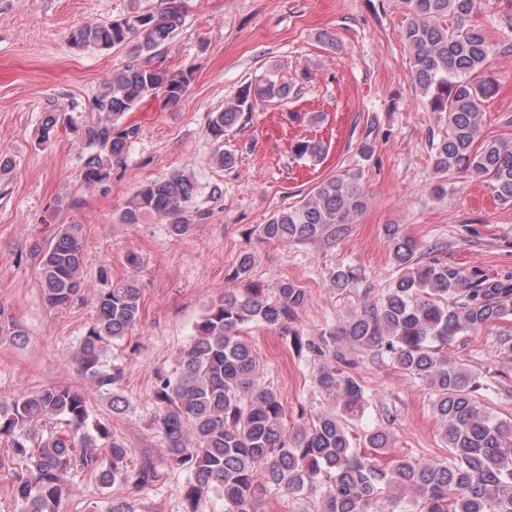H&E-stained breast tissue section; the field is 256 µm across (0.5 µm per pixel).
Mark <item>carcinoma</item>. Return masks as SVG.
Returning <instances> with one entry per match:
<instances>
[{"label": "carcinoma", "mask_w": 512, "mask_h": 512, "mask_svg": "<svg viewBox=\"0 0 512 512\" xmlns=\"http://www.w3.org/2000/svg\"><path fill=\"white\" fill-rule=\"evenodd\" d=\"M408 22L402 39L410 49L416 89L442 125L432 146L435 169L484 181L493 196L512 203V144L480 136L482 104L494 89L486 77L495 51L485 30L474 21L477 0H402ZM185 0H170L165 10H131L120 19L86 25L71 36L77 48L100 51L132 45L137 57L150 60L167 47L185 23ZM311 80L303 69L290 82L273 70L245 86L219 112L210 113L207 135L214 145L211 161L224 168L236 163L224 149V136L246 112L263 102L283 103L295 87ZM194 81L192 70H171L130 63L113 73L93 99L95 117L86 120L58 106L46 113L39 142L50 141L59 125L86 142L80 180L89 187L112 180L113 165L123 159L141 126L126 114L149 98L178 102ZM299 160L324 155L321 143L300 139L290 145ZM363 170H342L320 180L297 204L273 214L257 227L259 235L283 245L339 238L366 206ZM200 186L186 172L154 181L134 193L120 215L123 224L152 216L186 234L205 213L197 206ZM390 260L397 276L375 301L364 305L322 342L307 338L295 325L306 291L285 279L274 288L250 284L228 291L207 306L188 349L175 359L172 373L157 377L155 426L167 463L190 473L185 512H198L203 498H224L225 512H256L258 499L270 492L294 497L320 495L321 512H386L389 502H406L403 512H512V421L498 417L491 395L508 387L483 382L477 373L448 357V340L495 324H512V276L492 279L439 259L423 260L417 242L400 225L385 226ZM39 257L42 301L65 309L87 288L83 273L85 242L81 226L61 224ZM253 256L240 255L234 279H249ZM96 295V314L73 361L76 372L98 393L111 396L112 410L128 401L120 394L121 372L104 360L103 344L122 340L140 320L142 291L135 276L109 281ZM350 268L329 276L340 292L354 287ZM250 323L290 339L297 355L309 361L326 356L343 342L352 349L385 358L428 390L433 415L448 457L417 463L407 457H383L393 448L392 434L377 427L353 431L369 399L353 362L343 356L314 368L313 380L326 409L296 429L288 427L281 396L259 382L260 362L240 336ZM26 340L25 327L0 307V337ZM0 441L11 448L19 469L12 472V493L21 512H60L69 491L66 473L76 467L104 485L149 486L160 479L156 467L142 465L130 474L131 450L108 425L92 419L90 398L81 389L49 385L0 398Z\"/></svg>", "instance_id": "carcinoma-1"}]
</instances>
